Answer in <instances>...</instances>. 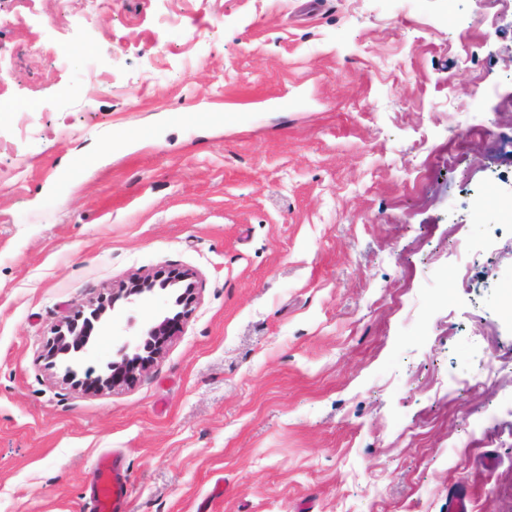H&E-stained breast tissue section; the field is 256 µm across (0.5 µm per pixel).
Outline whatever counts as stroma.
<instances>
[{"label": "stroma", "mask_w": 512, "mask_h": 512, "mask_svg": "<svg viewBox=\"0 0 512 512\" xmlns=\"http://www.w3.org/2000/svg\"><path fill=\"white\" fill-rule=\"evenodd\" d=\"M510 13L0 0V512H86L105 452L127 512H512ZM175 274L67 375L57 325ZM173 320L169 317H165L162 320L155 319L153 320L146 329L145 338L142 342L138 343L135 346V351L138 352L143 349L148 355L142 356L140 353H134L132 357L125 354V350L128 347V343H126L121 352L123 353L120 361H111L108 363L107 367L111 371L107 383L109 384H117L120 381L131 379L135 373L145 367L156 355V345L155 340H162L165 336H168L173 332ZM150 336V337H148ZM145 343L147 346L145 347ZM112 381V382H111Z\"/></svg>", "instance_id": "1"}]
</instances>
